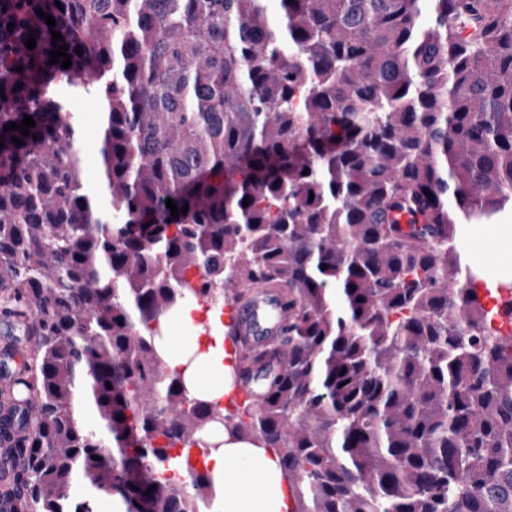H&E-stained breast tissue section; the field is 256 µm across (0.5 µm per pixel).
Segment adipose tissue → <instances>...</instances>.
Masks as SVG:
<instances>
[{"label":"adipose tissue","mask_w":512,"mask_h":512,"mask_svg":"<svg viewBox=\"0 0 512 512\" xmlns=\"http://www.w3.org/2000/svg\"><path fill=\"white\" fill-rule=\"evenodd\" d=\"M197 310L196 304L183 303L177 329L159 338L158 346L168 370L182 374L191 396L218 403L231 392L225 362L229 326L218 318L210 328L197 326ZM214 438L221 446L205 459L213 477L212 512H291L289 482L273 451L229 440L221 430Z\"/></svg>","instance_id":"adipose-tissue-1"}]
</instances>
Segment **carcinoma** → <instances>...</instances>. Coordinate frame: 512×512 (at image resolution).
I'll use <instances>...</instances> for the list:
<instances>
[{"instance_id":"carcinoma-1","label":"carcinoma","mask_w":512,"mask_h":512,"mask_svg":"<svg viewBox=\"0 0 512 512\" xmlns=\"http://www.w3.org/2000/svg\"><path fill=\"white\" fill-rule=\"evenodd\" d=\"M263 2L0 0V288L37 337L0 360L13 512H92L82 483L210 512L217 424L278 453L293 512H512V285L486 308L456 229L512 202V0ZM256 288L288 311L243 407L189 396L161 322ZM84 137L82 164L85 184L89 190H98L101 183V161L97 151V142L101 124L98 101L91 96L79 98L74 103Z\"/></svg>"}]
</instances>
